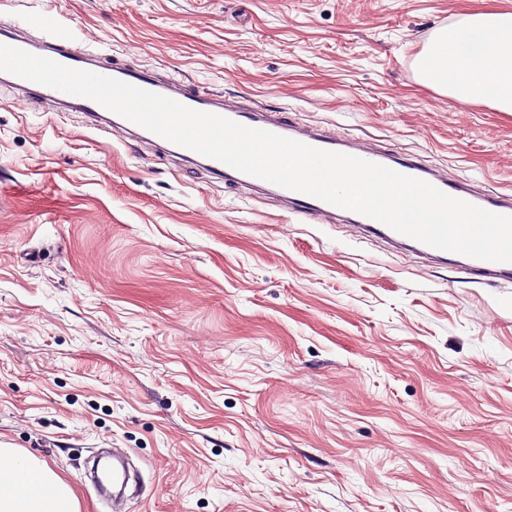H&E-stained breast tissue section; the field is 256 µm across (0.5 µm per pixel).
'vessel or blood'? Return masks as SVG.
Listing matches in <instances>:
<instances>
[{
  "mask_svg": "<svg viewBox=\"0 0 512 512\" xmlns=\"http://www.w3.org/2000/svg\"><path fill=\"white\" fill-rule=\"evenodd\" d=\"M45 36L41 43H34L20 28L0 30V44L13 46L29 53L51 59L62 65L95 72L113 77L136 87L160 94L194 110L216 114L247 127L262 129L274 134L323 150L353 155L377 164L384 165L402 175L428 182L445 193L484 208L488 211L512 215V194L502 192H471L466 183L449 179L437 170L415 157H395L378 151L367 143L358 140H338L326 133H308L299 126L288 123L282 113H264L252 109L240 102H229L220 97L205 96L185 85L165 82L152 71L133 67H104L99 58L81 48L73 38L58 29L53 16L45 15L38 22ZM12 86L21 90L30 99L38 102L43 109L77 105L80 111L90 113L96 121L105 126H118L133 129V122L104 108L95 101L74 96L62 91L37 84L22 78H14ZM153 142L162 152L183 161L200 159L203 167L213 175L225 178L233 185H260V178L240 172L210 157H196L193 150L174 144L158 135H151ZM277 196L289 201L293 213L299 217L319 223L324 218L336 215L338 206L329 204L304 193L275 187ZM349 219L360 237H374L433 261L447 262L461 269L474 280L511 281L512 263L494 262L471 258L462 254L430 247L413 240L394 229L357 212H350Z\"/></svg>",
  "mask_w": 512,
  "mask_h": 512,
  "instance_id": "b4317fda",
  "label": "vessel or blood"
}]
</instances>
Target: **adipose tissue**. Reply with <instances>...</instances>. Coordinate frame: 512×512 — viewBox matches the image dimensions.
Wrapping results in <instances>:
<instances>
[{
	"mask_svg": "<svg viewBox=\"0 0 512 512\" xmlns=\"http://www.w3.org/2000/svg\"><path fill=\"white\" fill-rule=\"evenodd\" d=\"M420 81L456 100L512 112V12L439 29L416 59ZM0 512H79L72 488L19 448L0 446Z\"/></svg>",
	"mask_w": 512,
	"mask_h": 512,
	"instance_id": "obj_1",
	"label": "adipose tissue"
}]
</instances>
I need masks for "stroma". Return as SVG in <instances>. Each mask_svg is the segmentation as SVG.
<instances>
[{
    "label": "stroma",
    "mask_w": 512,
    "mask_h": 512,
    "mask_svg": "<svg viewBox=\"0 0 512 512\" xmlns=\"http://www.w3.org/2000/svg\"><path fill=\"white\" fill-rule=\"evenodd\" d=\"M512 0H0L108 64L512 191V112L423 85ZM0 443L128 512H512V283L315 224L0 85Z\"/></svg>",
    "instance_id": "stroma-1"
}]
</instances>
